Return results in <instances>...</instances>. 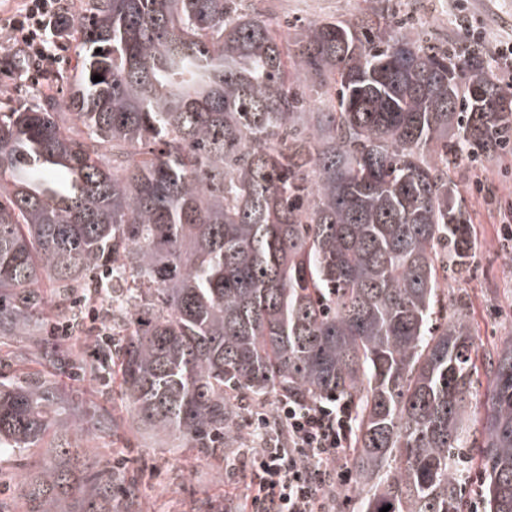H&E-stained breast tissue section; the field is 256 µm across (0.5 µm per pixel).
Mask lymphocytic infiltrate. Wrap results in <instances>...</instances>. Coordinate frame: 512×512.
<instances>
[{"mask_svg":"<svg viewBox=\"0 0 512 512\" xmlns=\"http://www.w3.org/2000/svg\"><path fill=\"white\" fill-rule=\"evenodd\" d=\"M61 10V0H23L9 21L35 71L59 59L50 31ZM351 423L350 407L333 399L309 406L281 399L270 412L255 406L249 425L256 446L243 460L253 488L249 512H331L349 483L339 462Z\"/></svg>","mask_w":512,"mask_h":512,"instance_id":"obj_1","label":"lymphocytic infiltrate"}]
</instances>
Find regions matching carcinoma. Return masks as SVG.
Instances as JSON below:
<instances>
[{
    "instance_id": "1",
    "label": "carcinoma",
    "mask_w": 512,
    "mask_h": 512,
    "mask_svg": "<svg viewBox=\"0 0 512 512\" xmlns=\"http://www.w3.org/2000/svg\"><path fill=\"white\" fill-rule=\"evenodd\" d=\"M57 34L69 97L48 73L0 112V339L116 368L130 428L207 459L245 401L334 396L362 512H460L479 434L484 512H512V336L479 427V346L465 304L444 315L477 250L451 170L512 131L483 58L372 18L290 47L257 0H85ZM77 289L112 324L91 360L43 338L81 323ZM114 428L50 373L0 376V449L50 448L15 484L24 512H117L118 482L140 512L137 482L81 446Z\"/></svg>"
}]
</instances>
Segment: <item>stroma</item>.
I'll return each mask as SVG.
<instances>
[{"mask_svg":"<svg viewBox=\"0 0 512 512\" xmlns=\"http://www.w3.org/2000/svg\"><path fill=\"white\" fill-rule=\"evenodd\" d=\"M371 0H264L278 20L296 31L311 22L339 19L357 23ZM385 8L392 22L414 26L424 41L447 44L449 50L464 55L474 45V32L484 35L486 46L512 41V0H469L468 25L456 17L462 13L458 0H387ZM454 179L465 199L466 210L477 234L479 247L468 273L449 280V298L464 297L466 319L481 350L499 345L512 336V251L500 245L498 229L502 218L485 205L484 194L502 201L512 200V155L496 154L475 162L463 159ZM483 192H476V182ZM27 340L16 337L0 346V363L10 377L44 374L40 360L27 354ZM74 401L112 407L125 416L124 407L113 405L102 395L101 381L80 368L68 367L56 374ZM248 411H241L240 437L235 447L225 449L220 461L192 452L160 447L151 434L140 432L116 440L108 460L119 461L118 471L138 480L142 512H200L203 501L223 503L226 512H236L250 494L249 476L240 462L250 448Z\"/></svg>","mask_w":512,"mask_h":512,"instance_id":"35a3bbf8","label":"stroma"}]
</instances>
